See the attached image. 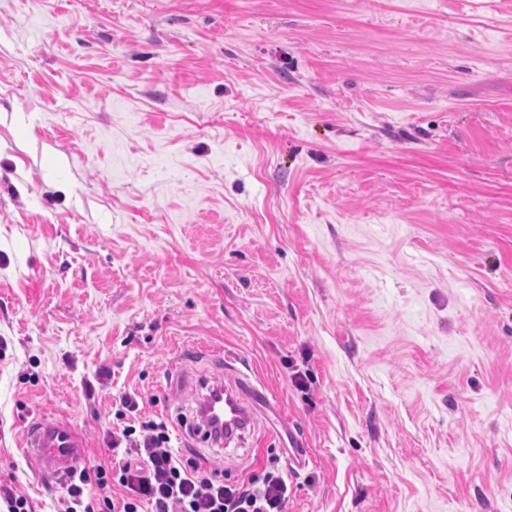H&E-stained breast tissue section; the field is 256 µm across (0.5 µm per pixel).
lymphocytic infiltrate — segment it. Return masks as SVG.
<instances>
[{
    "label": "lymphocytic infiltrate",
    "instance_id": "lymphocytic-infiltrate-1",
    "mask_svg": "<svg viewBox=\"0 0 512 512\" xmlns=\"http://www.w3.org/2000/svg\"><path fill=\"white\" fill-rule=\"evenodd\" d=\"M117 419L122 428L112 434L113 447H124L123 458L80 469L66 484L58 512H283L288 485L273 470L242 483H228L217 472L181 457L172 446L166 423L145 420L128 424L138 412L135 396H119ZM121 497H113V488Z\"/></svg>",
    "mask_w": 512,
    "mask_h": 512
}]
</instances>
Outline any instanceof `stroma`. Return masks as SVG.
Masks as SVG:
<instances>
[{
    "mask_svg": "<svg viewBox=\"0 0 512 512\" xmlns=\"http://www.w3.org/2000/svg\"><path fill=\"white\" fill-rule=\"evenodd\" d=\"M208 347L305 466L180 429ZM123 392L284 512H512V0H0V479ZM281 429L288 437V459L291 464L300 466L305 462L309 453L306 440L298 435L292 428L280 421Z\"/></svg>",
    "mask_w": 512,
    "mask_h": 512,
    "instance_id": "35a3bbf8",
    "label": "stroma"
}]
</instances>
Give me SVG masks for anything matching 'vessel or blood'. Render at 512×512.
Instances as JSON below:
<instances>
[{"mask_svg":"<svg viewBox=\"0 0 512 512\" xmlns=\"http://www.w3.org/2000/svg\"><path fill=\"white\" fill-rule=\"evenodd\" d=\"M210 395L216 400V414L224 422L223 436L214 441L218 447L242 446L258 417L277 411L279 407L262 382L239 371L229 384H215ZM265 434L271 439L287 438L290 463L297 466L304 463L309 453L307 442L294 430L283 432L273 426L267 428ZM23 448L30 468L43 476L68 477L85 458L82 437L66 421L49 416L29 426Z\"/></svg>","mask_w":512,"mask_h":512,"instance_id":"b4317fda","label":"vessel or blood"}]
</instances>
